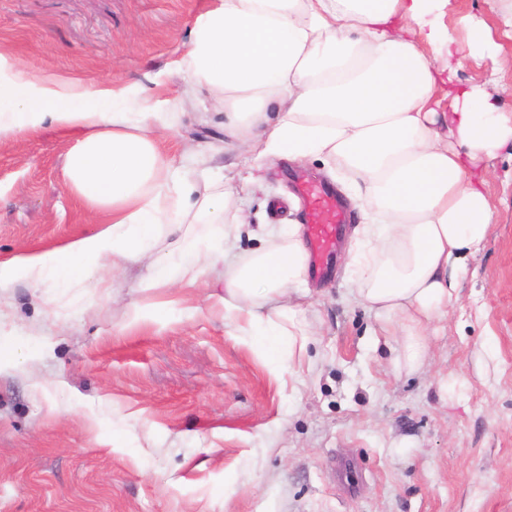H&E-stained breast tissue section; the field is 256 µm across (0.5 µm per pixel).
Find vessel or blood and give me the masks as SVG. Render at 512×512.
I'll return each mask as SVG.
<instances>
[{"instance_id":"vessel-or-blood-1","label":"vessel or blood","mask_w":512,"mask_h":512,"mask_svg":"<svg viewBox=\"0 0 512 512\" xmlns=\"http://www.w3.org/2000/svg\"><path fill=\"white\" fill-rule=\"evenodd\" d=\"M299 193L307 203L306 247L311 272L324 277L343 237V226L350 216L335 194L310 181L298 184Z\"/></svg>"}]
</instances>
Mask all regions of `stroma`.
Wrapping results in <instances>:
<instances>
[{"label": "stroma", "mask_w": 512, "mask_h": 512, "mask_svg": "<svg viewBox=\"0 0 512 512\" xmlns=\"http://www.w3.org/2000/svg\"><path fill=\"white\" fill-rule=\"evenodd\" d=\"M212 0H0V56L17 70L129 88L175 115L157 143L197 146L232 178L245 211L238 250L263 247L291 172L322 162L237 165L210 89L175 110L178 65ZM69 136L0 137V263L95 231L62 178ZM496 222L469 255L459 299L428 325L409 370L375 344L337 258L310 283L315 325L301 370L273 373L225 324L216 264L192 286L136 294L146 264L103 270L101 288L0 291V512H512V153L485 160ZM141 305L134 316L133 305Z\"/></svg>", "instance_id": "obj_1"}]
</instances>
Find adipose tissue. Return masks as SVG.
Returning <instances> with one entry per match:
<instances>
[{"instance_id":"1","label":"adipose tissue","mask_w":512,"mask_h":512,"mask_svg":"<svg viewBox=\"0 0 512 512\" xmlns=\"http://www.w3.org/2000/svg\"><path fill=\"white\" fill-rule=\"evenodd\" d=\"M450 0H213L199 14L183 66L188 86H209L242 164L268 156L317 158L343 179L363 221L352 229L345 267L355 300L372 310L379 334L408 368L428 352L429 321L458 297V274L487 237L497 206L475 168L512 145V112L475 83L443 94L433 55L449 70L495 59L512 40V0H498L499 36L460 16L440 23ZM465 30L459 40L457 30ZM0 136L53 127L71 135L63 176L87 206L105 213L95 232L0 265V288L100 287L103 268L148 261L138 292L195 284L224 264V318L255 336L279 372L302 365L312 334L301 305L308 254L300 225L238 254L240 214L224 170L198 153L163 157L157 137L172 116L145 105L117 111L127 89L4 74Z\"/></svg>"}]
</instances>
